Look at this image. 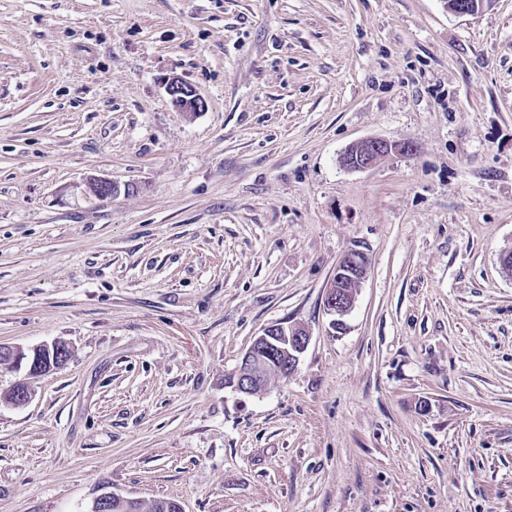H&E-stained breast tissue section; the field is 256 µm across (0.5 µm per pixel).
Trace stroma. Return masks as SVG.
I'll return each mask as SVG.
<instances>
[{
    "instance_id": "35a3bbf8",
    "label": "stroma",
    "mask_w": 512,
    "mask_h": 512,
    "mask_svg": "<svg viewBox=\"0 0 512 512\" xmlns=\"http://www.w3.org/2000/svg\"><path fill=\"white\" fill-rule=\"evenodd\" d=\"M509 249L512 0H0V343L71 348L0 364V512H512ZM165 89L174 107L181 112H201L206 108L205 100L196 90L178 77L169 78ZM396 150L410 151L412 145L406 142L395 143L379 138L363 140L346 150L342 157V164L350 169H366ZM367 265L366 256L358 250L348 252L338 263L335 274L326 289L324 302L325 312L333 317L334 328H339L340 318L353 307L357 288L366 276ZM309 342V333L300 326H269L254 339L224 385L248 396L262 392L267 375L273 369H277L282 378L296 371ZM70 348L62 341L51 344H42L28 351L21 347L5 346L0 344V359L2 362L10 360L16 366L24 364L29 375L48 373L64 366L70 358ZM43 370V372H40Z\"/></svg>"
}]
</instances>
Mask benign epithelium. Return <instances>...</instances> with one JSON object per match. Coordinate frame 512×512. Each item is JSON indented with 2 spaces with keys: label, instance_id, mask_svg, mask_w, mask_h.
I'll return each mask as SVG.
<instances>
[{
  "label": "benign epithelium",
  "instance_id": "benign-epithelium-1",
  "mask_svg": "<svg viewBox=\"0 0 512 512\" xmlns=\"http://www.w3.org/2000/svg\"><path fill=\"white\" fill-rule=\"evenodd\" d=\"M447 10L454 14H469L476 11L482 0H442ZM167 95L174 107L181 112H201L206 108L205 100L189 84L173 76L165 84ZM410 151L412 145L373 138L350 146L342 157V164L350 169H366L393 151ZM87 191L98 198H110L118 186L110 179L92 177L87 181ZM367 258L358 251L345 254L336 267L326 289L324 308L332 316L333 327L341 325L353 307L357 288L367 273ZM310 342L309 333L300 326L272 325L257 336L243 355L236 370L224 381V385L243 395H255L265 389L267 375L274 369L279 376L288 378L299 364L301 355ZM70 358V348L62 341L42 344L28 351L21 347L0 344V359L13 364L25 365L28 373H48L64 366ZM31 392L26 383L17 384L3 402L21 406L29 401Z\"/></svg>",
  "mask_w": 512,
  "mask_h": 512
}]
</instances>
